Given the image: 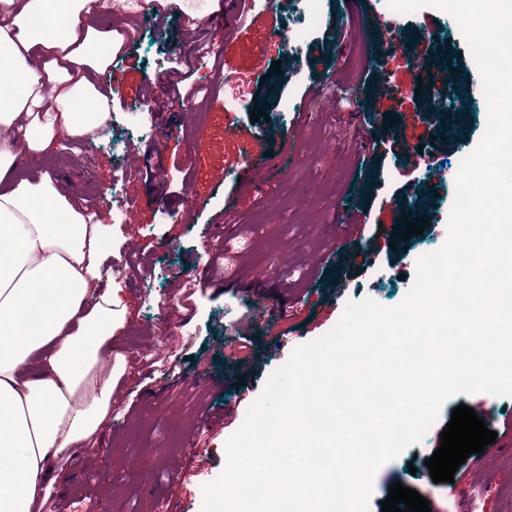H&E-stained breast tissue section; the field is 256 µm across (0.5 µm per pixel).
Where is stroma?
<instances>
[{"instance_id": "obj_1", "label": "stroma", "mask_w": 512, "mask_h": 512, "mask_svg": "<svg viewBox=\"0 0 512 512\" xmlns=\"http://www.w3.org/2000/svg\"><path fill=\"white\" fill-rule=\"evenodd\" d=\"M380 0H324V28L342 26V45L308 51L280 39L291 22L289 0H271L264 12L251 11L246 23L224 28V0H176L165 12L148 8L133 21L138 33L126 49L114 76L124 85L149 81L151 99L130 95L114 99L111 121L96 146L75 148L61 140L44 157L21 162L23 179L50 175L68 183L79 204L92 195L103 198L96 210L104 226L113 227L114 244L129 259L121 296L128 306L125 325L112 341L113 360L125 371L113 396L112 414L97 446L74 450L54 471V492L45 512H200L204 484L214 480L226 462L225 445L243 423L250 405L269 376L292 351L330 331L348 303L370 298L391 307L405 297L415 276L414 256L440 248L446 241V221L452 208L457 159L471 154L486 128L487 105L478 68L469 61L459 28L450 15L424 8L399 17V25L447 29L449 42L459 44L449 64L460 81L471 84L465 113L468 142L447 144L438 158L444 170L437 196L429 207L438 224L411 236L405 248L372 257L359 253L351 236L335 238L341 210L361 207L368 222H388L395 203L390 195L406 158L391 153L385 143L391 121L407 134L422 133L430 117L410 96L413 82L404 49L386 60L372 62L366 76L371 85L347 88L355 106L327 102L339 65V48L367 40L365 13H381ZM237 39L236 62L249 97L260 98L266 120L257 122L239 112L244 126H260L269 139L259 144L258 158L270 161L269 179L256 188L225 173L235 160L238 144L226 138L224 126L223 55L199 66L197 49ZM262 55H255V48ZM311 52L310 61L292 66L291 56ZM282 70L271 73L273 62ZM217 85L216 93L189 104L173 99L167 80L176 70ZM392 72L404 104L389 98L375 79ZM297 99L301 112L280 115L285 99ZM383 141L367 148L368 138ZM146 159L132 170V155ZM120 201L140 216L138 223L113 225L106 200ZM207 198L205 209L191 210L186 195ZM179 221H172V214ZM228 226L222 246L211 245L204 227L213 221ZM253 247L234 263L238 276L226 280L224 253L234 252L236 236ZM356 250L354 263L338 260L323 266L313 278L310 254L332 252L336 245ZM204 279L208 288L196 291L184 304L182 285ZM249 323L257 357L240 360L241 351L230 327ZM287 339L276 342V331ZM482 405L485 423L496 431L493 455H471L453 482H433L426 465L441 443L440 434L453 408ZM233 408L235 422L219 418ZM417 490L432 512H512V396L460 394L449 399L418 444L407 448L376 472L369 512H382L381 502L394 483Z\"/></svg>"}]
</instances>
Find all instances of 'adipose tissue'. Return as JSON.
<instances>
[{"label": "adipose tissue", "mask_w": 512, "mask_h": 512, "mask_svg": "<svg viewBox=\"0 0 512 512\" xmlns=\"http://www.w3.org/2000/svg\"><path fill=\"white\" fill-rule=\"evenodd\" d=\"M98 16L96 0H0V512H39L58 462L112 407L101 352L128 309L99 286L105 227L61 181L16 176L60 136L104 130L111 101L93 76L125 37Z\"/></svg>", "instance_id": "1"}]
</instances>
